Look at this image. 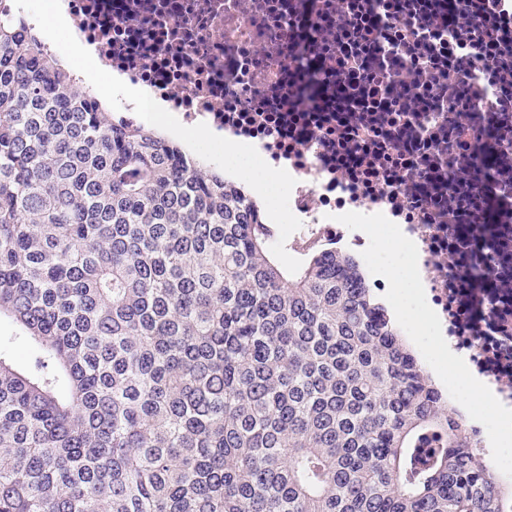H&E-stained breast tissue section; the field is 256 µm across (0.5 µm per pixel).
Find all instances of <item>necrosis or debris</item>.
Here are the masks:
<instances>
[{
  "mask_svg": "<svg viewBox=\"0 0 512 512\" xmlns=\"http://www.w3.org/2000/svg\"><path fill=\"white\" fill-rule=\"evenodd\" d=\"M477 2L61 0L103 70L288 170L289 246L358 255L338 215L397 224L447 344L512 406V73L469 37L495 22ZM452 55L484 70L481 113L448 111Z\"/></svg>",
  "mask_w": 512,
  "mask_h": 512,
  "instance_id": "obj_1",
  "label": "necrosis or debris"
}]
</instances>
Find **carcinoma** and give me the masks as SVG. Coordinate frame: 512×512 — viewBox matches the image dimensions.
<instances>
[{
	"label": "carcinoma",
	"instance_id": "obj_1",
	"mask_svg": "<svg viewBox=\"0 0 512 512\" xmlns=\"http://www.w3.org/2000/svg\"><path fill=\"white\" fill-rule=\"evenodd\" d=\"M271 245L241 185L0 20V512H500L359 259Z\"/></svg>",
	"mask_w": 512,
	"mask_h": 512
}]
</instances>
